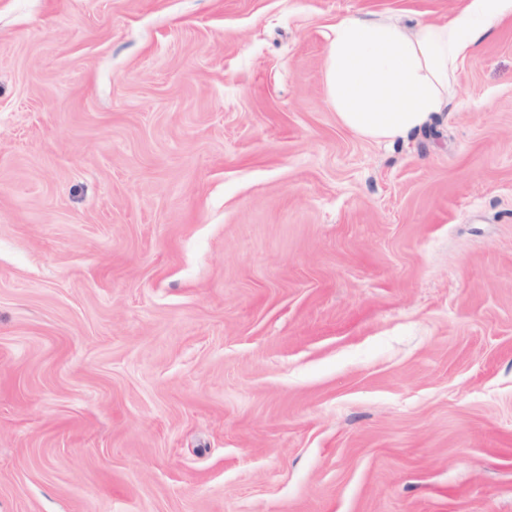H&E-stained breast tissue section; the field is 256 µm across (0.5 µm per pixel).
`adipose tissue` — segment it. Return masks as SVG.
Returning a JSON list of instances; mask_svg holds the SVG:
<instances>
[{
    "mask_svg": "<svg viewBox=\"0 0 512 512\" xmlns=\"http://www.w3.org/2000/svg\"><path fill=\"white\" fill-rule=\"evenodd\" d=\"M507 14L512 0H471L453 20L410 27L358 13L337 18L325 79L340 122L385 140L425 126L446 111L459 58Z\"/></svg>",
    "mask_w": 512,
    "mask_h": 512,
    "instance_id": "1",
    "label": "adipose tissue"
}]
</instances>
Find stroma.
<instances>
[{
	"instance_id": "1",
	"label": "stroma",
	"mask_w": 512,
	"mask_h": 512,
	"mask_svg": "<svg viewBox=\"0 0 512 512\" xmlns=\"http://www.w3.org/2000/svg\"><path fill=\"white\" fill-rule=\"evenodd\" d=\"M470 0H0V512H512V14L387 142L329 27Z\"/></svg>"
}]
</instances>
